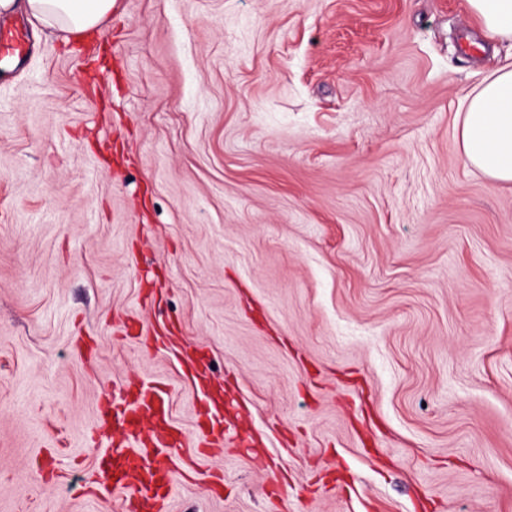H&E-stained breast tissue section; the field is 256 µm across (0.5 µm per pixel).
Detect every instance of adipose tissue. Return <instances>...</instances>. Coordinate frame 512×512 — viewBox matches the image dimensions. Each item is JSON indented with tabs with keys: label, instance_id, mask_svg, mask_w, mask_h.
<instances>
[{
	"label": "adipose tissue",
	"instance_id": "obj_1",
	"mask_svg": "<svg viewBox=\"0 0 512 512\" xmlns=\"http://www.w3.org/2000/svg\"><path fill=\"white\" fill-rule=\"evenodd\" d=\"M113 0H0V15L23 7L29 19L82 37L95 33ZM490 40L512 48V0H467ZM466 161L498 183H512V64L497 68L467 96L460 127Z\"/></svg>",
	"mask_w": 512,
	"mask_h": 512
}]
</instances>
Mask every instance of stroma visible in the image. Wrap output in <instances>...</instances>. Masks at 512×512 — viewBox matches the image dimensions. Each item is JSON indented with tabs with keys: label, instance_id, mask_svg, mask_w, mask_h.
I'll return each instance as SVG.
<instances>
[{
	"label": "stroma",
	"instance_id": "35a3bbf8",
	"mask_svg": "<svg viewBox=\"0 0 512 512\" xmlns=\"http://www.w3.org/2000/svg\"><path fill=\"white\" fill-rule=\"evenodd\" d=\"M466 0H114L0 80V512H121L97 409L228 441L169 512H512V184L462 153L506 62Z\"/></svg>",
	"mask_w": 512,
	"mask_h": 512
}]
</instances>
